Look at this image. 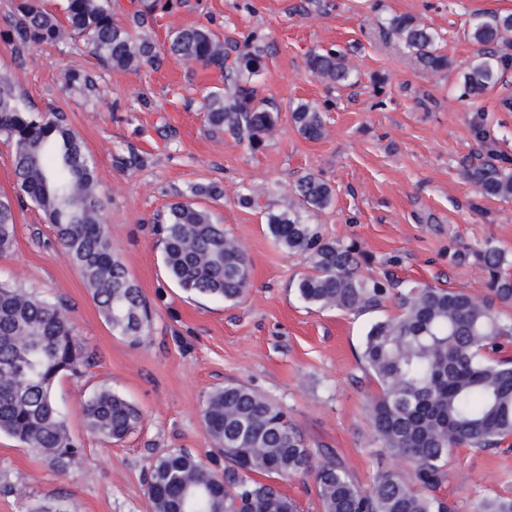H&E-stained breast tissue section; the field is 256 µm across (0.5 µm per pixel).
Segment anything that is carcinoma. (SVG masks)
<instances>
[{
	"label": "carcinoma",
	"mask_w": 512,
	"mask_h": 512,
	"mask_svg": "<svg viewBox=\"0 0 512 512\" xmlns=\"http://www.w3.org/2000/svg\"><path fill=\"white\" fill-rule=\"evenodd\" d=\"M171 8L172 0H151L125 23L103 0H64L60 16L46 0H15L5 34L19 49L82 40L106 65L137 69L160 60L159 47L140 29L155 10ZM388 31L424 70L437 73L450 65L439 52V34L414 17L393 16ZM468 37L477 52L462 75V96L475 100L512 69V12L475 21ZM168 52L224 71V90L205 97L211 128L254 149L274 132L277 114L256 101L248 85L263 67L262 46L242 48L193 26L171 32ZM307 66L329 83L346 85L353 78L339 49L311 54ZM292 121L308 140L324 133L322 112L307 102L296 104ZM0 137L12 146L15 176L14 195L0 194V254L16 242L17 208L27 201L36 205L80 269L104 321L138 341L149 328L150 310L100 219L95 162L83 141L63 114L21 107L1 80ZM465 174L482 196L512 200V169L483 163L468 166ZM293 196V207L266 213V224L284 252L308 263L296 285L299 298L346 312L382 306L389 286L364 274L367 255L352 243L325 238L303 219L304 212L332 206L335 190L307 173ZM155 224L165 267L180 288L227 302L247 294L249 262L211 212L176 201ZM480 258L489 275L483 300L461 290L413 286L396 295L399 313L373 323L364 338L362 359L379 386L368 408L373 433L390 455L410 463L412 480L384 468L369 488L360 487L331 452L316 454L306 446L279 404L230 382L210 393L202 410L206 431L224 456V474L184 449L161 452L146 481L152 512H300L299 503L276 485L293 477L311 479L321 512H448L434 492L447 476L453 450L489 451L512 435V359L490 358L500 340L512 337V317L500 315V308H512V273L495 246H486ZM87 364L89 355L62 301L0 280V433L58 468L68 463L79 447L56 408L53 384ZM83 415L91 432L116 442L141 421L136 406L106 387L89 399ZM476 512H512V499L487 497Z\"/></svg>",
	"instance_id": "cac0c4a2"
}]
</instances>
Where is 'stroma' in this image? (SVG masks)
<instances>
[{
  "label": "stroma",
  "mask_w": 512,
  "mask_h": 512,
  "mask_svg": "<svg viewBox=\"0 0 512 512\" xmlns=\"http://www.w3.org/2000/svg\"><path fill=\"white\" fill-rule=\"evenodd\" d=\"M504 11L512 0H180L156 14L146 33L160 45L170 31L199 25L264 47V68L251 84L257 99L276 107L278 122L257 150L207 124L202 103L224 85L218 69L168 54L155 69L115 70L80 41L17 51L0 40V78L19 104L64 112L92 155L112 247L153 311L139 343L113 333L43 212L32 204L18 212L0 280L63 300L91 359L54 386L81 447L65 470L0 433V512H30L45 501L68 512H152L145 476L157 454L185 448L223 471L201 410L229 382L280 404L308 448L331 449L359 486L370 487L384 467L409 473V463L373 435L366 409L378 387L361 357L367 330L395 314L394 302L362 313L306 305L296 293L306 261L283 252L263 211L241 205L237 193L248 186L282 211L297 179L315 173L335 189L336 202L309 222L328 238L356 243L373 276L484 297L488 274L477 254L492 244L512 264V200L482 197L465 169L488 161L512 169V112L497 106L512 94V71L476 100L461 98L460 83L476 52L470 25ZM394 15L433 27L451 68L423 73L387 33ZM329 48L346 51L351 86L309 72L307 56ZM70 72L93 74L95 89L67 84ZM301 101L323 113L321 139L296 130L291 110ZM208 184L222 195H196ZM175 201L210 210L243 247L251 287L238 303L188 294L170 278L153 218ZM103 387L142 413L119 442L90 432L82 416ZM438 494L452 512H474L486 497L512 498V436L491 452L456 449Z\"/></svg>",
  "instance_id": "obj_1"
}]
</instances>
